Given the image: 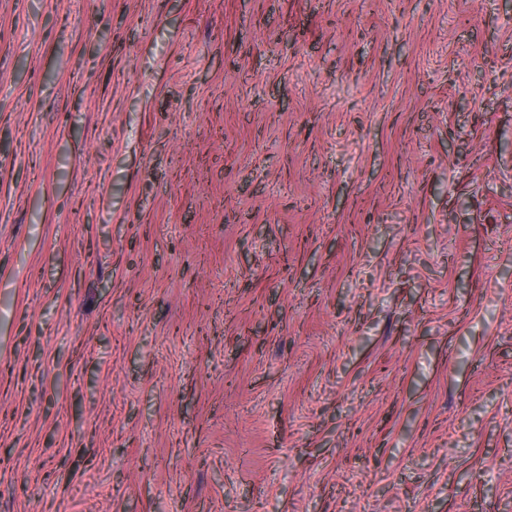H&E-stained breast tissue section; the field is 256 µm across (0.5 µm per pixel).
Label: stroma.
I'll return each instance as SVG.
<instances>
[{"instance_id": "1", "label": "stroma", "mask_w": 512, "mask_h": 512, "mask_svg": "<svg viewBox=\"0 0 512 512\" xmlns=\"http://www.w3.org/2000/svg\"><path fill=\"white\" fill-rule=\"evenodd\" d=\"M0 512H512V0H0Z\"/></svg>"}]
</instances>
